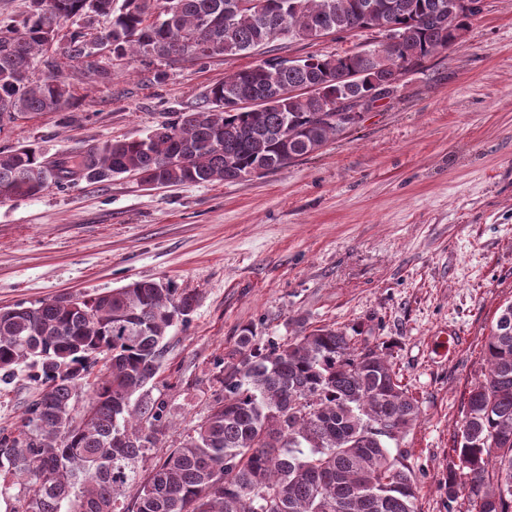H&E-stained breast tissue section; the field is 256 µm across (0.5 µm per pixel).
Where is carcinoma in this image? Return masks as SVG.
<instances>
[{"mask_svg": "<svg viewBox=\"0 0 512 512\" xmlns=\"http://www.w3.org/2000/svg\"><path fill=\"white\" fill-rule=\"evenodd\" d=\"M29 0L0 30V130L22 116L70 112L69 67L88 83L115 62H201L250 53L322 30H375L377 43L266 59L213 84L204 105L144 137L48 157L35 143L0 150V197L133 173L144 186L234 182L278 170L357 126L409 70L461 42L477 13L442 16L446 0ZM232 22L224 24V13ZM109 25L99 30V19ZM105 40L111 56L90 44ZM42 77L33 79L34 65ZM357 78L346 82L345 76ZM314 87L315 94L303 91ZM259 101L246 110L242 99ZM198 295L140 280L0 308V382L24 367L38 393L18 433L0 435V486L31 483L13 512H418L405 437L421 416L388 354L333 326L261 344L242 330L208 414L142 478L138 465L166 436L158 376L168 329ZM484 373L454 432L445 490L462 512H512V302L487 336ZM137 485L131 503L122 501Z\"/></svg>", "mask_w": 512, "mask_h": 512, "instance_id": "obj_1", "label": "carcinoma"}]
</instances>
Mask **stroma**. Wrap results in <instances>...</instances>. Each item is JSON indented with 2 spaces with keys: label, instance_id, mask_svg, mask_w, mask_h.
<instances>
[{
  "label": "stroma",
  "instance_id": "stroma-1",
  "mask_svg": "<svg viewBox=\"0 0 512 512\" xmlns=\"http://www.w3.org/2000/svg\"><path fill=\"white\" fill-rule=\"evenodd\" d=\"M370 31L204 63L176 59L164 83L134 60L111 82L77 84L74 112L19 118L0 149L46 155L142 137L168 113L261 57L336 54ZM152 279L197 293L151 397L170 429L151 468L207 414L243 329L260 342L332 325L387 347L421 418L413 452L420 512H448L453 431L484 368L486 337L512 302V0H486L462 43L404 77L356 127L292 165L235 182L148 189L125 174L0 200V307ZM37 391L0 383V429L17 428Z\"/></svg>",
  "mask_w": 512,
  "mask_h": 512
}]
</instances>
